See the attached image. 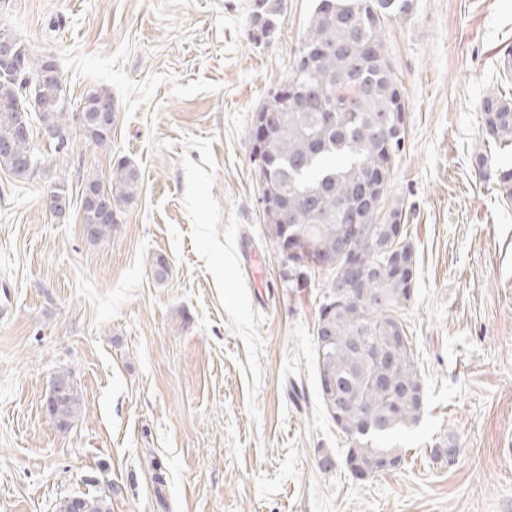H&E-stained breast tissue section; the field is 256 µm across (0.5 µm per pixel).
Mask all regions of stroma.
<instances>
[{
    "mask_svg": "<svg viewBox=\"0 0 512 512\" xmlns=\"http://www.w3.org/2000/svg\"><path fill=\"white\" fill-rule=\"evenodd\" d=\"M317 2L285 0L264 43L251 0H0V28L56 61L72 106L103 90L116 107L110 145L75 124L59 150L35 122L37 172L0 169V512L75 495L110 512H512V200L472 164L512 168L479 110L512 96V0H414L384 28L408 107L387 203L408 211L427 400L405 466L364 480L321 399L325 279L285 280L251 160L253 115ZM121 159L140 191L91 242L83 181L110 184ZM62 370L83 400L65 432L45 409ZM444 436L455 464L432 456Z\"/></svg>",
    "mask_w": 512,
    "mask_h": 512,
    "instance_id": "1",
    "label": "stroma"
}]
</instances>
